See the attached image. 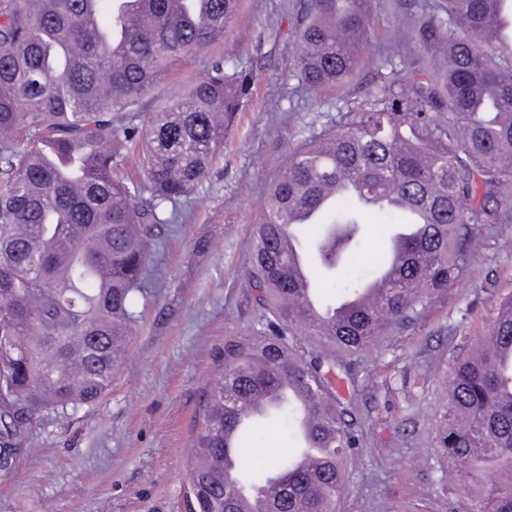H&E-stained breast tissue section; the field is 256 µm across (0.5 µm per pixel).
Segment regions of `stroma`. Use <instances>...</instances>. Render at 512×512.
<instances>
[{
  "mask_svg": "<svg viewBox=\"0 0 512 512\" xmlns=\"http://www.w3.org/2000/svg\"><path fill=\"white\" fill-rule=\"evenodd\" d=\"M424 0H373L371 56L399 39L401 58L418 52L408 23ZM299 0H241L216 51L251 69V94L224 136V158L182 200L165 236L159 273L145 300L109 392L91 407L46 418L37 448L0 475V512H187L185 462L197 395L225 342L256 323L249 242L269 182L288 150L335 127L341 101L319 99L287 80L296 52L289 18ZM211 54L178 64L144 99L155 109L173 83L203 79ZM480 250L464 255L458 279L413 326L377 344L352 366L339 392L355 402L363 444L347 465L339 512H469L485 477L463 481L433 447L443 396L440 356L449 337L483 335L493 299L512 293V206L501 223L478 224ZM419 378L405 387L402 377Z\"/></svg>",
  "mask_w": 512,
  "mask_h": 512,
  "instance_id": "stroma-1",
  "label": "stroma"
}]
</instances>
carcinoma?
<instances>
[{"mask_svg": "<svg viewBox=\"0 0 512 512\" xmlns=\"http://www.w3.org/2000/svg\"><path fill=\"white\" fill-rule=\"evenodd\" d=\"M239 0H147L128 21L112 0H0V474L36 448L44 418L93 406L112 385L117 337H128L147 270L175 223L170 207L188 197L224 152L225 130L249 96L251 71L231 56L188 90L144 115L143 97L181 59L224 42ZM372 0H303L290 77L312 95H342L336 129L292 146L254 227L248 275L259 327L224 344L199 396L186 475L191 512H240L247 492L269 512H337L345 464L360 439L336 379L382 336L410 327L481 247L473 224H498L512 202V43L496 20L512 0H444L411 23L423 51L411 63L368 56ZM370 71L361 76L364 68ZM344 182L312 239L317 289L359 257L360 230L381 221L391 233L413 208L432 217L406 242L414 265L391 280L368 310L350 308L330 332L307 323L285 298L295 294L291 259L278 243L298 235L294 214ZM404 200L391 205L381 199ZM361 258V257H359ZM368 257L361 258V261ZM64 262V282L53 269ZM377 268L339 285L360 293ZM479 337L455 336L446 393L434 428L437 457L465 475L494 465L497 480L471 512H512V294L499 298ZM302 385L317 420L316 469L285 450L265 466L245 453L259 434L302 410L291 401L243 426L248 402L282 383ZM236 436L224 467V435Z\"/></svg>", "mask_w": 512, "mask_h": 512, "instance_id": "carcinoma-1", "label": "carcinoma"}]
</instances>
